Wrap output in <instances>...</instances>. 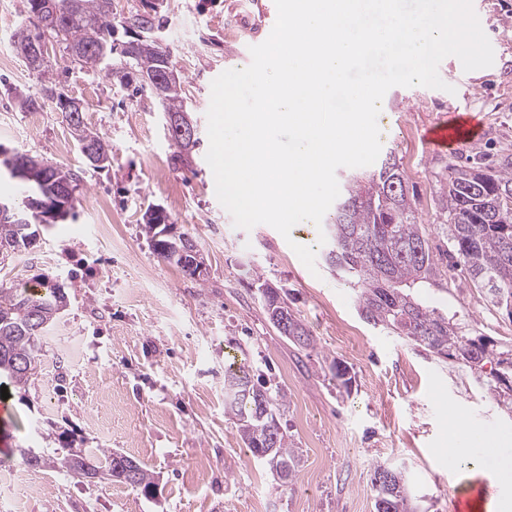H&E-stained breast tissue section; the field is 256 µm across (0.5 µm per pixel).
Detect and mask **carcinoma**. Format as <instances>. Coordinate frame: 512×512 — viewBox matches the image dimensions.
Returning a JSON list of instances; mask_svg holds the SVG:
<instances>
[{
    "mask_svg": "<svg viewBox=\"0 0 512 512\" xmlns=\"http://www.w3.org/2000/svg\"><path fill=\"white\" fill-rule=\"evenodd\" d=\"M63 25L48 30V37L65 45L72 61L105 76L125 79L129 71L140 79L150 76L169 59L168 52L149 36L136 38L134 53L125 54L117 43L112 24V0H77ZM63 93L47 77L40 96H20L25 112L43 109L45 101L61 108ZM163 111L186 112L183 92L173 91L160 99ZM72 134L77 142L105 144L84 122L74 120ZM173 160L197 146L199 138H170ZM399 185L392 192V183ZM24 198L33 197L48 205L54 202L55 184L40 174L20 182ZM438 208L442 222L439 233L447 240L448 267L460 268L468 285L484 292L489 301L512 315V161L496 170L475 165L450 164L439 180ZM15 218L0 221V249L19 253L30 247L36 214L14 207ZM327 264L343 274L356 292L361 316L375 328L397 336L436 359L464 364L472 370L494 360L500 367L487 387L497 403L512 411V348L498 350L475 328L463 330L457 311L440 314L418 295L419 288L441 286L439 268L430 239L423 233L414 195L401 165L393 155L365 178L351 179L347 194L336 204L327 225ZM65 297L57 289L23 292L0 283V377L7 388L28 385L41 363L38 349L44 331L59 316ZM287 339L301 348L312 345V337L296 316L288 318ZM286 402L251 383L245 362L226 369L224 410L237 425L245 446L277 474L280 486L291 480L297 456L288 436L281 431L278 416ZM61 449H20L24 465L44 468ZM128 456L110 450L80 449L72 459L61 458L69 476L89 481L99 476L126 485L144 496L155 495L153 474L140 462L128 472ZM375 512H417L407 477L385 463L373 470Z\"/></svg>",
    "mask_w": 512,
    "mask_h": 512,
    "instance_id": "1",
    "label": "carcinoma"
}]
</instances>
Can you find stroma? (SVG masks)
<instances>
[{
    "label": "stroma",
    "mask_w": 512,
    "mask_h": 512,
    "mask_svg": "<svg viewBox=\"0 0 512 512\" xmlns=\"http://www.w3.org/2000/svg\"><path fill=\"white\" fill-rule=\"evenodd\" d=\"M25 6L0 0V146L71 169L79 181L74 217L40 225L34 246L0 256V282L57 283L68 297L40 344V370L0 416V470L21 467L19 448L57 447L63 432L135 457L159 482L149 500L113 482H77L56 463L33 471L43 493L27 512H375L379 463L406 473L420 512H451L470 472L449 463V450L512 448V413L478 376L367 324L326 263L315 225H295L287 239L266 224L245 230L216 197L205 159L211 83L250 63V46L271 33L258 0H112L115 21L138 11L163 23L158 35L200 138L184 164L173 161L161 105L138 76L108 80L52 40L45 76L13 52ZM473 8L493 65L467 72L446 57L447 90L393 87L378 117L381 152L399 160L435 246L443 243L439 180L466 154L430 151L426 129L455 112L479 131L473 151L484 164L512 157V0H473ZM47 77L83 102L85 123L109 144L105 168L89 166L54 103L19 108L18 95L39 94ZM152 204L196 242L202 279L153 253L143 228ZM296 243L315 249V270ZM263 281L287 292L313 338L309 349L272 326ZM422 298L512 345V318L467 284L426 288ZM235 358L248 360L255 385L287 397L279 422L299 459L288 487L276 488L224 412V372ZM335 360L348 368L349 386L334 378Z\"/></svg>",
    "instance_id": "obj_1"
}]
</instances>
